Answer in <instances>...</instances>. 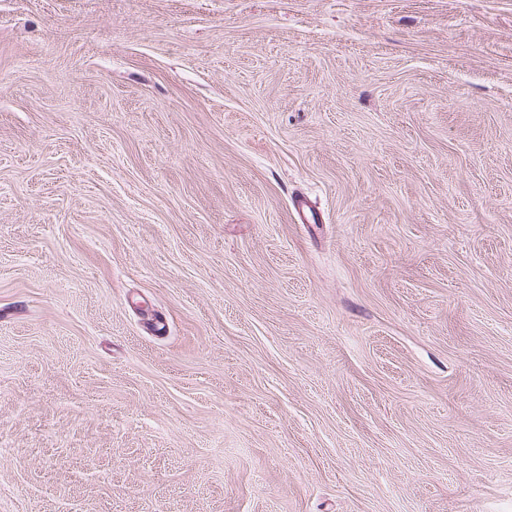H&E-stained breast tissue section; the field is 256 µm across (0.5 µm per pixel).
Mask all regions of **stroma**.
Listing matches in <instances>:
<instances>
[{
  "label": "stroma",
  "mask_w": 512,
  "mask_h": 512,
  "mask_svg": "<svg viewBox=\"0 0 512 512\" xmlns=\"http://www.w3.org/2000/svg\"><path fill=\"white\" fill-rule=\"evenodd\" d=\"M0 445V512H512V0H0Z\"/></svg>",
  "instance_id": "1"
}]
</instances>
